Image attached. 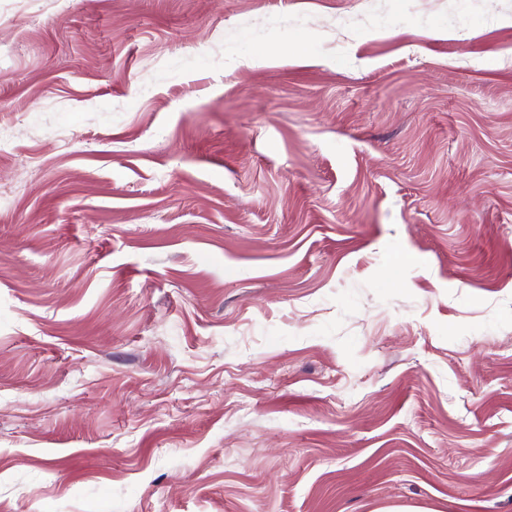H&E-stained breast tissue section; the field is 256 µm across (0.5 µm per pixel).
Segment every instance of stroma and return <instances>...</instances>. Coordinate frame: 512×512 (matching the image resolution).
Wrapping results in <instances>:
<instances>
[{"mask_svg":"<svg viewBox=\"0 0 512 512\" xmlns=\"http://www.w3.org/2000/svg\"><path fill=\"white\" fill-rule=\"evenodd\" d=\"M0 512H512V0H0Z\"/></svg>","mask_w":512,"mask_h":512,"instance_id":"stroma-1","label":"stroma"}]
</instances>
